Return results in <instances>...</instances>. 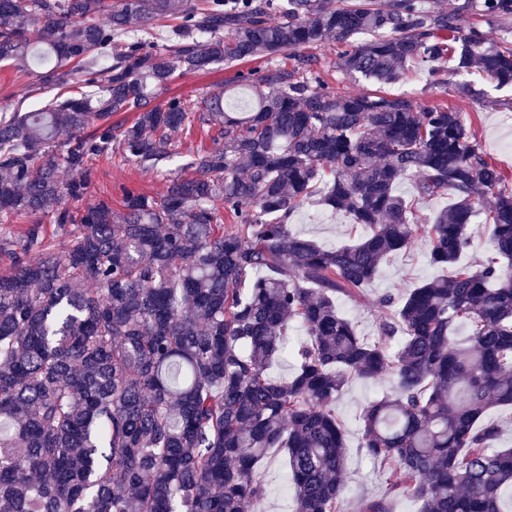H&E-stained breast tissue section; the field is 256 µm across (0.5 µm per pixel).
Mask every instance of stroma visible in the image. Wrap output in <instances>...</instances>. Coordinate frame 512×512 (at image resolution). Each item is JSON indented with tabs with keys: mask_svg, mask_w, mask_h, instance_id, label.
Masks as SVG:
<instances>
[{
	"mask_svg": "<svg viewBox=\"0 0 512 512\" xmlns=\"http://www.w3.org/2000/svg\"><path fill=\"white\" fill-rule=\"evenodd\" d=\"M341 48L334 41L312 46L310 55L318 60L319 76L343 95L369 91L368 82L352 79L339 67ZM267 59H257L232 65H216L206 72L178 77L168 90L169 95L196 99L206 93L223 92L224 105L229 110H240L250 102L251 91L241 82V75L267 67ZM471 83L486 95L485 104H475L459 93L458 87ZM387 93L414 98L420 105H441L468 113L476 138L489 159L505 172H512V89L496 88L494 83L479 73L466 76L443 69L432 72L429 63L407 66L403 78L387 85ZM66 87L46 83L37 73L23 72L16 67L0 64V107L25 112L44 105L57 97L67 96ZM213 131L202 130L198 124L186 126L170 136L169 158L163 172L143 168L121 149H113L111 156L93 159L90 163L91 180L86 194L70 201L74 215H81L87 206L103 196L111 197L114 211L124 208L122 187L137 189L161 196L167 176L185 174L192 152L214 146ZM294 232L313 238L326 248L341 246L365 235V227L351 223L343 213L317 205L302 206L289 219ZM428 240L418 236L413 245L395 253L382 272L367 287L364 301L340 300V311L350 319L359 335L375 340L381 311L375 305L384 295L398 296L416 284L439 276L438 268L427 259ZM391 386L390 378L376 381L352 379L337 399L335 410L347 433V472L342 498V512H357L359 500L381 495L385 490L384 476L379 466L371 461L360 446L363 407L382 395ZM259 475L267 487L266 496L254 502L248 512H292L293 497L283 491L288 482L287 471L280 453H271L261 466Z\"/></svg>",
	"mask_w": 512,
	"mask_h": 512,
	"instance_id": "stroma-1",
	"label": "stroma"
}]
</instances>
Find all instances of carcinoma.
<instances>
[{"label": "carcinoma", "instance_id": "1", "mask_svg": "<svg viewBox=\"0 0 512 512\" xmlns=\"http://www.w3.org/2000/svg\"><path fill=\"white\" fill-rule=\"evenodd\" d=\"M465 0L451 14L420 0H0V63L70 85L71 95L0 113V512H245L266 496L258 468L280 448L294 512H340L346 431L334 405L350 380L394 389L362 410V448L386 473L358 512H505L512 448L493 406H512V175L462 113L381 90L341 95L305 79L302 50L333 39L340 68L378 84L408 62L472 69L512 86V42L465 25L512 15V0ZM280 20L271 18L272 12ZM179 21L160 50L134 23ZM367 33L372 39L354 43ZM283 55L254 79L241 112L224 94L157 104L175 76ZM133 121L114 136L112 117ZM198 120L215 147L160 198L130 190L77 218L89 162L125 154L159 171L168 134ZM63 171L71 173L62 181ZM415 179V197L398 192ZM454 202L431 216L417 202ZM368 229L324 248L288 219L315 196ZM235 219L218 223L217 202ZM494 256L459 264L476 218ZM429 243L449 272L384 296L380 340L358 335L337 300L359 302L389 257ZM307 340L293 372L288 324ZM468 340L455 341L457 326ZM484 421L494 422L499 426V447L512 446V408L509 406L494 407L486 413Z\"/></svg>", "mask_w": 512, "mask_h": 512}]
</instances>
